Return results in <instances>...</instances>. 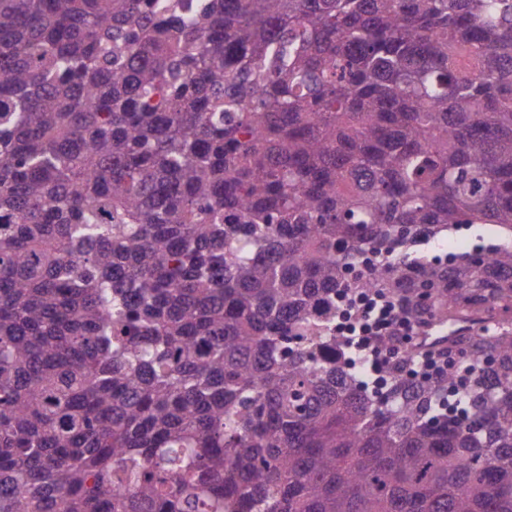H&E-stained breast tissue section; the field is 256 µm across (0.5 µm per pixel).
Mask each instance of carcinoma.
Instances as JSON below:
<instances>
[{"label":"carcinoma","instance_id":"1","mask_svg":"<svg viewBox=\"0 0 512 512\" xmlns=\"http://www.w3.org/2000/svg\"><path fill=\"white\" fill-rule=\"evenodd\" d=\"M512 0H0V512H512ZM479 318L361 381L337 299ZM490 224H468L458 227H451L448 233L444 232L441 237L437 239H430L425 241L421 247V252L429 258L435 257L443 259L449 255H459L463 257L477 250L488 249L502 245L506 238L495 232L493 236L487 233V228ZM438 240V241H434ZM457 247L461 249L460 252H449V247Z\"/></svg>","mask_w":512,"mask_h":512}]
</instances>
